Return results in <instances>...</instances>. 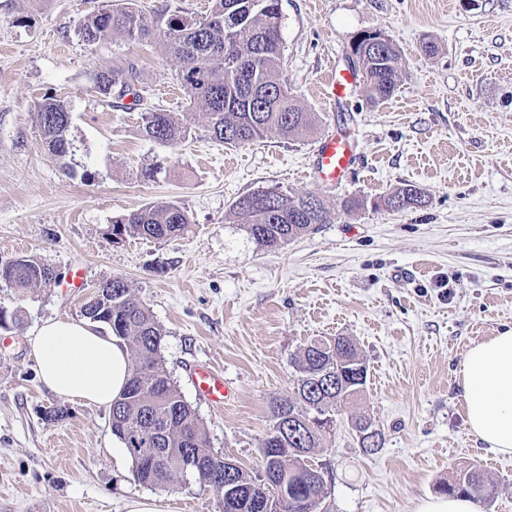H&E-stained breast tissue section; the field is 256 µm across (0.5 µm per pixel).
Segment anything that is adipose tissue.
Returning <instances> with one entry per match:
<instances>
[{
  "instance_id": "1",
  "label": "adipose tissue",
  "mask_w": 512,
  "mask_h": 512,
  "mask_svg": "<svg viewBox=\"0 0 512 512\" xmlns=\"http://www.w3.org/2000/svg\"><path fill=\"white\" fill-rule=\"evenodd\" d=\"M43 385L58 396L108 407L130 375L123 341L88 320H48L35 333ZM472 434L512 454V330L474 343L459 370Z\"/></svg>"
}]
</instances>
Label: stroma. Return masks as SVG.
<instances>
[{"label": "stroma", "instance_id": "1", "mask_svg": "<svg viewBox=\"0 0 512 512\" xmlns=\"http://www.w3.org/2000/svg\"><path fill=\"white\" fill-rule=\"evenodd\" d=\"M113 0H0V264L33 255L50 286L0 287V512H218L192 477L139 483L113 435L110 411L59 397L39 380L33 339L50 318L79 320L95 288L123 277L161 326V361L203 421L213 451L255 471L273 401L291 397L295 360L310 342L350 337L368 378L309 461L325 475L316 512H417L437 486L475 464L497 494L477 512H512V456L471 433L458 369L477 341L512 329V0H281L282 81L314 113L318 135L347 131L352 173L309 177L314 139L272 134L243 147L211 139L205 114L173 145L143 138L139 110L108 108L96 73L137 61L144 106L184 111L180 62L145 43L90 46L77 29ZM379 32L400 52L387 100L355 94L330 109L320 86L349 66L351 45ZM439 48L427 57L423 43ZM65 100L72 152L47 153L43 98ZM154 178H145L146 169ZM412 184L424 207L374 201ZM321 196L331 223L286 245L258 248L228 223L233 203L261 189ZM364 200L348 213L347 198ZM175 200L191 218L169 240L107 234L114 217ZM83 288H66L71 266ZM222 368L231 399L215 408L190 379ZM63 410L53 420L46 413ZM364 416L385 445L364 454L351 420Z\"/></svg>", "mask_w": 512, "mask_h": 512}]
</instances>
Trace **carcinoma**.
I'll use <instances>...</instances> for the list:
<instances>
[{
	"mask_svg": "<svg viewBox=\"0 0 512 512\" xmlns=\"http://www.w3.org/2000/svg\"><path fill=\"white\" fill-rule=\"evenodd\" d=\"M209 13L200 19L176 13H157L148 18L125 0L112 9L92 12L78 27L90 46L114 38L129 42L150 40L159 50L179 60L180 84L193 107L208 116L210 137L228 146H245L272 133L285 139H302L315 127V116L305 111L281 81L283 52L280 41V0H211ZM363 60L365 99L371 103L391 97L398 87L400 54L385 41L369 44L360 36L353 43ZM137 64L101 71L93 89L106 105L112 99L133 96L139 106ZM42 138L48 152L62 158L72 152L68 138L71 113L65 101L54 96L37 106ZM142 135L163 144H176L191 136L193 112L146 109L141 113ZM406 199V208L425 204L423 190L407 184L389 194ZM315 194L293 195L280 188L257 190L239 198L230 210L232 220L243 219V230L262 249L281 246L311 234L330 223V210L308 211ZM190 218L176 201L149 205L116 217L107 235L118 243L127 237L164 240L187 231ZM47 264L26 256L0 266V282L20 291L47 285L42 272ZM112 291V307L101 309L97 322L126 342L131 376L120 397L112 403V434L123 444L133 463L136 480L151 487H166L175 479L192 476L219 497V512H254L251 502L264 496L261 474L287 478V496L272 502L271 512H315L321 489L314 476L318 469L307 457L331 433L321 418L336 417L348 402L363 392L368 371L354 342L347 337L308 344L296 359L299 373L296 401L273 407L274 423L289 416L296 427L276 438L270 429L260 448L261 471L240 466L233 474L224 470L225 458L208 448L207 435L195 409L185 401L160 359L162 329L128 283L114 276L100 284ZM360 365V379L345 389L323 393L312 387L315 379L346 366ZM440 493L485 502L493 486L480 468L472 465L440 484Z\"/></svg>",
	"mask_w": 512,
	"mask_h": 512,
	"instance_id": "1",
	"label": "carcinoma"
}]
</instances>
